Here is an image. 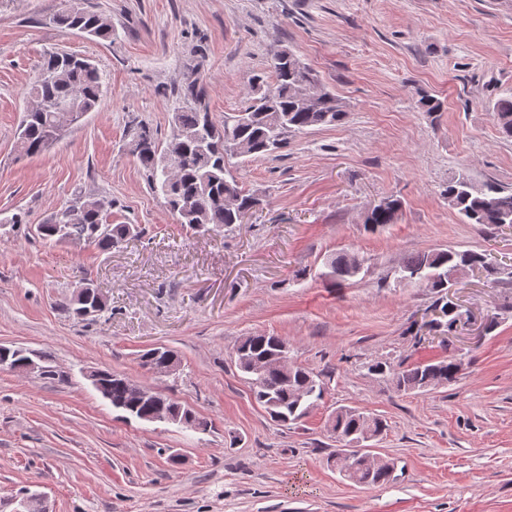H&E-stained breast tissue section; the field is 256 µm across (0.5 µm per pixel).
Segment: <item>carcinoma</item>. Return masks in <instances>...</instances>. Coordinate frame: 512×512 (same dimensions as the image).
<instances>
[{
	"instance_id": "1",
	"label": "carcinoma",
	"mask_w": 512,
	"mask_h": 512,
	"mask_svg": "<svg viewBox=\"0 0 512 512\" xmlns=\"http://www.w3.org/2000/svg\"><path fill=\"white\" fill-rule=\"evenodd\" d=\"M65 29L76 30L96 39L112 40V21L82 0L79 8L70 7L53 17ZM272 81L261 75L252 78L256 96L243 108L248 120L241 122L237 113L224 114V124L216 123L199 102V91L190 85L185 96L197 105L174 113L173 130L164 149H159L150 130L142 126L130 142V151L149 172L152 189L161 193L170 213L179 223L201 231L210 226L232 228L244 223L259 205V199L242 191L231 171V159L237 157L233 147L240 145L247 157L269 156L287 144L288 135L302 133L310 127L329 126L346 115L337 98L327 89L310 105L300 102L297 89L308 79H317L312 69L296 55L280 56L272 52ZM102 78L88 59L74 54H50L36 80L27 91L34 105L24 113L17 138L20 152L35 155L47 148L46 141L57 132L73 125L72 113L85 115L100 104ZM493 116L500 133L512 138V94L498 99ZM449 204L458 210L465 224L498 226L512 224V190L494 181L478 186L462 176L448 183ZM402 203L387 198L367 211L365 227L371 231L392 224ZM105 203L98 199L76 200L57 212L54 218L38 225L45 239L84 240L101 250L118 246L129 236L139 234L133 224L103 222ZM325 276L333 281H346L363 271V264L347 254H336L326 260ZM478 267L490 275L499 270L486 261L485 255L473 250H438L421 253L403 260L394 275L400 283H421L437 294L436 304L444 311L442 326L452 330L458 314L450 308L451 288L457 276ZM285 342L277 336H246L235 348L236 364L250 376L253 397L277 422H295L319 406L325 387L319 375L297 366L283 367L281 360ZM370 370L391 375L398 391L414 392L446 385L456 380L459 364L453 359L420 362L405 369L377 363ZM108 401L112 408L128 417H142L163 408L179 415L185 423L181 429L205 431L210 422L192 415L185 416L182 404L168 396L153 401L154 392H137L133 381L112 374L108 381ZM331 428L336 441L344 447L380 436L384 421L357 409L340 407L332 415ZM348 480L355 484L375 486L391 479L394 467H372L363 457L348 463Z\"/></svg>"
}]
</instances>
